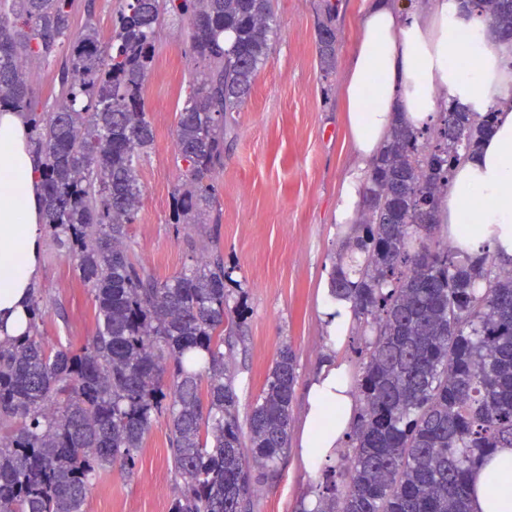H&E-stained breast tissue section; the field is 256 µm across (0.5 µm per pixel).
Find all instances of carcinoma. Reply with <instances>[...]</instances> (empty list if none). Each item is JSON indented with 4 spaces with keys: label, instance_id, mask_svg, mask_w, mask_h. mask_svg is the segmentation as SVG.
I'll list each match as a JSON object with an SVG mask.
<instances>
[{
    "label": "carcinoma",
    "instance_id": "1",
    "mask_svg": "<svg viewBox=\"0 0 512 512\" xmlns=\"http://www.w3.org/2000/svg\"><path fill=\"white\" fill-rule=\"evenodd\" d=\"M512 42V0H455ZM74 0H11L0 15V109L28 113L43 160L45 225L93 294L95 331L79 346L48 342L31 299L25 336L0 343V512H83L117 465L137 473L153 422L168 425L179 491L169 512H240L289 443L296 357L281 348L242 432L224 369L229 317L220 252L160 281L137 255L140 160L154 142L146 83L161 21H188L202 69L178 116L172 190L178 224L217 203L224 121L250 93L272 48V0H127L109 37L71 34ZM69 52L59 55L64 40ZM58 68L51 110L25 64ZM323 76L336 65V3L318 22ZM494 111L450 106L424 130L395 125L375 159L355 235L330 286L373 333L357 379L352 451L323 470L318 512H471L469 475L512 446V268L439 242L441 196L454 169L494 128ZM428 251L432 259L417 256ZM342 482H337V477Z\"/></svg>",
    "mask_w": 512,
    "mask_h": 512
}]
</instances>
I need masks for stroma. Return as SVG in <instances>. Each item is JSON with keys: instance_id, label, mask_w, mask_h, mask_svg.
Listing matches in <instances>:
<instances>
[{"instance_id": "obj_1", "label": "stroma", "mask_w": 512, "mask_h": 512, "mask_svg": "<svg viewBox=\"0 0 512 512\" xmlns=\"http://www.w3.org/2000/svg\"><path fill=\"white\" fill-rule=\"evenodd\" d=\"M125 0H76L72 28L94 23L110 33ZM322 0H275L277 35L249 96L229 113L224 168L216 173L218 223L198 228L177 224L171 192L179 177L175 163L177 114L193 81L195 64L186 25L165 20L157 33V58L146 87L154 144L141 162V208L129 227L143 261L160 279L192 264V242L209 234L210 247L224 257L225 288L241 327L224 344V366L234 379L238 419L251 406L282 345L297 363L287 452L253 497L251 512H299L320 494L321 474L310 472L300 454L304 403L313 377L329 360L348 378L360 371L350 332L345 344L328 350L319 315V288L329 274L349 225L335 222L342 178L352 165L346 122V62L364 0H336L337 60L322 76L316 23ZM46 310L44 334L54 343H82L93 334L92 296L78 279L73 260L44 238L36 288ZM165 420L154 423L139 457L138 471L102 476L87 497L85 512H168L178 480L169 464Z\"/></svg>"}]
</instances>
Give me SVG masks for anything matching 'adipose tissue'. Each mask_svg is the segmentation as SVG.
<instances>
[{"label":"adipose tissue","mask_w":512,"mask_h":512,"mask_svg":"<svg viewBox=\"0 0 512 512\" xmlns=\"http://www.w3.org/2000/svg\"><path fill=\"white\" fill-rule=\"evenodd\" d=\"M348 127L355 161L343 177L336 221L350 224L363 206L366 175L395 119L423 129L449 100L495 114L492 134L457 168L439 220L454 248L512 260V44L479 15L460 17L449 0H366L347 69ZM21 113L0 112V341L28 326L30 290L44 225L37 191L41 165ZM319 314L329 348L343 344L351 301L323 285ZM355 399L342 366L324 363L310 384L300 448L309 471L330 461L346 439ZM472 512H512V448H498L473 473Z\"/></svg>","instance_id":"1"}]
</instances>
